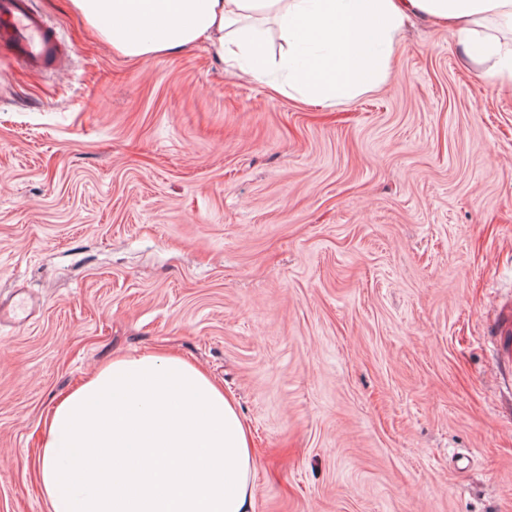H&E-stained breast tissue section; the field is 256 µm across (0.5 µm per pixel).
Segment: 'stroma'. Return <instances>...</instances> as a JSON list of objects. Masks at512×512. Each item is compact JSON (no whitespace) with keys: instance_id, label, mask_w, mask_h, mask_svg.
Wrapping results in <instances>:
<instances>
[{"instance_id":"35a3bbf8","label":"stroma","mask_w":512,"mask_h":512,"mask_svg":"<svg viewBox=\"0 0 512 512\" xmlns=\"http://www.w3.org/2000/svg\"><path fill=\"white\" fill-rule=\"evenodd\" d=\"M71 50L0 43V512H48L47 411L117 354L175 355L239 404L254 512H512V89L447 31L331 108L201 43L142 61L64 0ZM489 343L500 366L503 384L512 385V303L502 305L497 311Z\"/></svg>"}]
</instances>
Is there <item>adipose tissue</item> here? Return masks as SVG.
<instances>
[{"label":"adipose tissue","mask_w":512,"mask_h":512,"mask_svg":"<svg viewBox=\"0 0 512 512\" xmlns=\"http://www.w3.org/2000/svg\"><path fill=\"white\" fill-rule=\"evenodd\" d=\"M131 60L203 42L235 73L333 106L389 77L415 18L467 69L512 84V0H69ZM285 46L269 57L258 21ZM40 482L49 512H253L255 459L235 401L178 356H118L55 401Z\"/></svg>","instance_id":"adipose-tissue-1"}]
</instances>
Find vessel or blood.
I'll return each mask as SVG.
<instances>
[{"mask_svg":"<svg viewBox=\"0 0 512 512\" xmlns=\"http://www.w3.org/2000/svg\"><path fill=\"white\" fill-rule=\"evenodd\" d=\"M0 41L13 46L22 63L34 69L64 68L67 51L30 0H0ZM504 385H512V303L497 311L490 336Z\"/></svg>","mask_w":512,"mask_h":512,"instance_id":"vessel-or-blood-1","label":"vessel or blood"}]
</instances>
